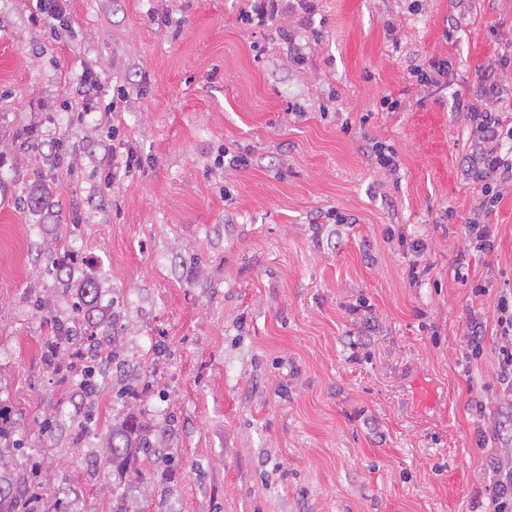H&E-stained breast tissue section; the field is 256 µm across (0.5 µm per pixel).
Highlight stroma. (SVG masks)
I'll list each match as a JSON object with an SVG mask.
<instances>
[{
  "label": "stroma",
  "instance_id": "stroma-1",
  "mask_svg": "<svg viewBox=\"0 0 512 512\" xmlns=\"http://www.w3.org/2000/svg\"><path fill=\"white\" fill-rule=\"evenodd\" d=\"M313 5L255 28L248 0H71L55 37L38 0H0V406L13 477L64 512H484L512 457V182L482 207L452 105L512 54V0ZM434 58L454 86L410 83ZM377 141L399 169L363 157ZM246 148L251 166L221 165ZM38 174L58 201L41 214L20 205ZM473 222L493 250L471 252ZM51 248L116 319L89 413L77 347L45 360L43 316L71 307ZM130 412L165 430L139 477L105 460ZM497 326L501 344L498 351L497 378L506 385L505 392L512 394V292H502L496 305Z\"/></svg>",
  "mask_w": 512,
  "mask_h": 512
}]
</instances>
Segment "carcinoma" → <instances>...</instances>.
Instances as JSON below:
<instances>
[{
	"label": "carcinoma",
	"mask_w": 512,
	"mask_h": 512,
	"mask_svg": "<svg viewBox=\"0 0 512 512\" xmlns=\"http://www.w3.org/2000/svg\"><path fill=\"white\" fill-rule=\"evenodd\" d=\"M50 198L51 188L46 180L35 179L23 205L36 212L48 205ZM56 276L64 288L75 289L77 301L72 303L73 317L70 320L50 318L44 349L53 358L62 347L80 342L81 351L92 362L87 367L85 387L82 390L84 396L90 397L95 393L94 374L112 357V316L91 319V311L99 294V288L93 281L85 278L76 281L65 267L57 269ZM9 420L10 416L0 407V512H64L59 502L39 501L26 484L4 475L8 462L5 461L3 449L10 447L6 438ZM152 448L150 431L142 426L135 415L130 414L120 423L112 425L107 440L106 461L124 471L139 456L149 455Z\"/></svg>",
	"instance_id": "cac0c4a2"
}]
</instances>
